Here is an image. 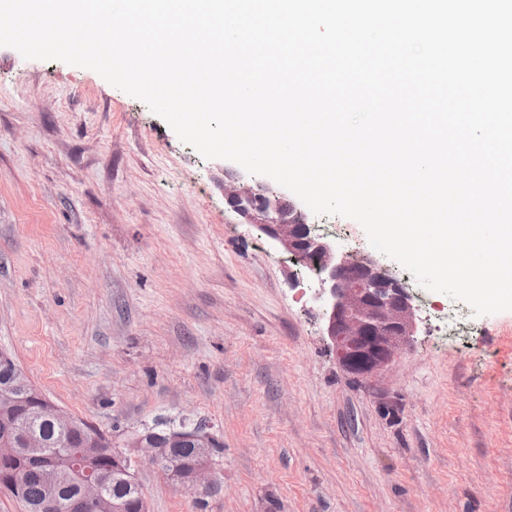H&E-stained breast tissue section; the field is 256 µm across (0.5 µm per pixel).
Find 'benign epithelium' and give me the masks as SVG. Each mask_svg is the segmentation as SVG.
Here are the masks:
<instances>
[{"instance_id": "1", "label": "benign epithelium", "mask_w": 512, "mask_h": 512, "mask_svg": "<svg viewBox=\"0 0 512 512\" xmlns=\"http://www.w3.org/2000/svg\"><path fill=\"white\" fill-rule=\"evenodd\" d=\"M229 207L277 242L286 252L313 263L320 269L315 288L323 308L326 333L336 346L342 368L360 381H372L389 373L399 353L411 345L418 332L417 309L405 285L379 266L369 255L354 258L335 244L312 233L304 211L280 188L267 180L238 175L224 184ZM0 366L9 369V382L0 385V411L8 413L22 406L28 424L0 422V464L25 456L39 461L45 498L34 512H56L58 491L72 478L79 490L70 504L72 512H128L123 500L105 496L108 482L118 476L138 484L136 464L147 462L157 468L169 463L172 450L192 449L194 461L175 466L169 472L171 484L202 503L220 486V471L214 459V442L200 426L181 423L166 429L163 439L152 432L134 434L125 447L136 455L112 447V441L81 419L54 405L33 385L27 373L12 357L0 351ZM50 422L80 441L72 459L63 469L54 456L40 451L44 443L34 429ZM0 490L21 495V482L14 471L0 472Z\"/></svg>"}]
</instances>
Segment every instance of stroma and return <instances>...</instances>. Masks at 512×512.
<instances>
[{"mask_svg": "<svg viewBox=\"0 0 512 512\" xmlns=\"http://www.w3.org/2000/svg\"><path fill=\"white\" fill-rule=\"evenodd\" d=\"M229 171L95 71L0 47V351L113 443L185 418L220 444L202 506L141 465L150 512H512V311L474 316L312 216L418 308L358 381L314 280L227 206Z\"/></svg>", "mask_w": 512, "mask_h": 512, "instance_id": "stroma-1", "label": "stroma"}]
</instances>
